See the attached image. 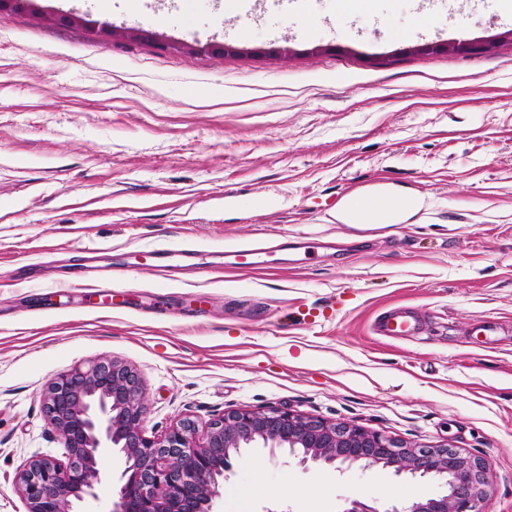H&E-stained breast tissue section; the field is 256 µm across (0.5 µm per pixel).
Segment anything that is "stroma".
<instances>
[{"mask_svg": "<svg viewBox=\"0 0 512 512\" xmlns=\"http://www.w3.org/2000/svg\"><path fill=\"white\" fill-rule=\"evenodd\" d=\"M71 13L60 26L50 15ZM416 0H31L0 11V512L29 460L66 461L42 393L102 357L135 370L145 434L234 410L289 409L480 458L485 512H512V0H453L422 30ZM246 22L239 38L236 23ZM152 32L173 48L112 38ZM495 38L489 53L427 43ZM225 43L215 57L206 44ZM394 218L342 224L348 191ZM285 243L269 268L224 253ZM316 248L297 268L294 242ZM193 248L161 268L137 250ZM86 285L123 291L119 310ZM394 306L413 336L376 335ZM499 332L485 343L482 321ZM211 512L404 507L436 478L301 466L251 448ZM110 512L123 469L102 455Z\"/></svg>", "mask_w": 512, "mask_h": 512, "instance_id": "1", "label": "stroma"}]
</instances>
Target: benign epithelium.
Returning a JSON list of instances; mask_svg holds the SVG:
<instances>
[{"mask_svg": "<svg viewBox=\"0 0 512 512\" xmlns=\"http://www.w3.org/2000/svg\"><path fill=\"white\" fill-rule=\"evenodd\" d=\"M495 45L486 39L424 50L471 53ZM44 409L67 448L68 462L35 459L17 472L26 512H75L73 501L93 495L98 457L114 452L124 468L111 512H210L218 478L233 473L234 456L258 444L303 466L382 464L398 474L438 477L446 487L444 495L402 509H380L348 498L341 512H483L481 502L487 496L484 466L477 457L446 445L407 446L360 427L289 410L228 412L203 434L192 421L181 420L164 435L147 437V400L138 376L107 358L57 374L45 390Z\"/></svg>", "mask_w": 512, "mask_h": 512, "instance_id": "benign-epithelium-1", "label": "benign epithelium"}]
</instances>
